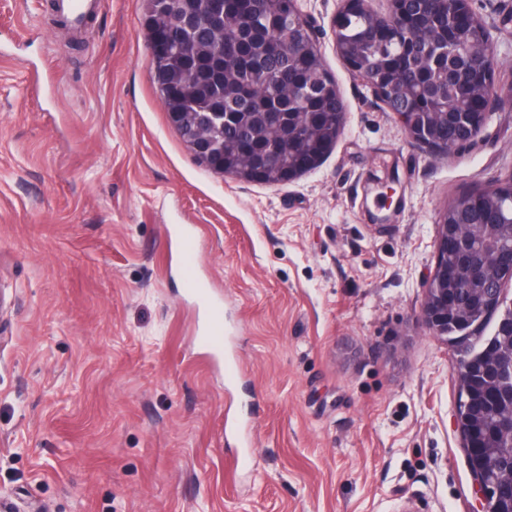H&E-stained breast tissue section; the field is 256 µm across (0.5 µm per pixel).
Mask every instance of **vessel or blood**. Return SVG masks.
<instances>
[{
	"instance_id": "1",
	"label": "vessel or blood",
	"mask_w": 512,
	"mask_h": 512,
	"mask_svg": "<svg viewBox=\"0 0 512 512\" xmlns=\"http://www.w3.org/2000/svg\"><path fill=\"white\" fill-rule=\"evenodd\" d=\"M197 234L187 229L177 241V252L190 295L202 305L206 312V323L200 340L213 354L224 351V307L212 296L210 284L196 270Z\"/></svg>"
}]
</instances>
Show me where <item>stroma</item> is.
I'll use <instances>...</instances> for the list:
<instances>
[{
	"mask_svg": "<svg viewBox=\"0 0 512 512\" xmlns=\"http://www.w3.org/2000/svg\"><path fill=\"white\" fill-rule=\"evenodd\" d=\"M338 6L301 0L344 131L270 185L169 124L147 0H102L77 34L54 0H0V512H472L461 347L420 313L448 205L512 179V0L475 2L503 103L445 154L351 75ZM183 224L224 306L220 366ZM197 239L194 230L185 229L178 237L177 252L189 294L206 312L200 340L213 354L221 355L224 351V307L213 298L209 282L197 273Z\"/></svg>",
	"mask_w": 512,
	"mask_h": 512,
	"instance_id": "35a3bbf8",
	"label": "stroma"
}]
</instances>
